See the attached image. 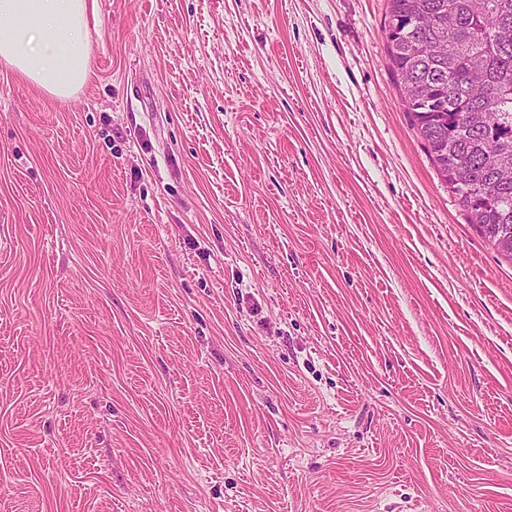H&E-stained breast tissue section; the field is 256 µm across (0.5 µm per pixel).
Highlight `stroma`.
<instances>
[{"mask_svg":"<svg viewBox=\"0 0 512 512\" xmlns=\"http://www.w3.org/2000/svg\"><path fill=\"white\" fill-rule=\"evenodd\" d=\"M387 0H96L0 67V512H512V263ZM88 0H0V65L68 98L90 73Z\"/></svg>","mask_w":512,"mask_h":512,"instance_id":"stroma-1","label":"stroma"}]
</instances>
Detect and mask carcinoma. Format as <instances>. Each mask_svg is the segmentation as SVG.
Returning <instances> with one entry per match:
<instances>
[{
    "label": "carcinoma",
    "instance_id": "cac0c4a2",
    "mask_svg": "<svg viewBox=\"0 0 512 512\" xmlns=\"http://www.w3.org/2000/svg\"><path fill=\"white\" fill-rule=\"evenodd\" d=\"M391 71L469 223L512 260V0H388Z\"/></svg>",
    "mask_w": 512,
    "mask_h": 512
}]
</instances>
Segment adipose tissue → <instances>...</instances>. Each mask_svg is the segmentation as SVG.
<instances>
[{
  "instance_id": "ef3b65f1",
  "label": "adipose tissue",
  "mask_w": 512,
  "mask_h": 512,
  "mask_svg": "<svg viewBox=\"0 0 512 512\" xmlns=\"http://www.w3.org/2000/svg\"><path fill=\"white\" fill-rule=\"evenodd\" d=\"M88 0H0V65L70 97L90 73Z\"/></svg>"
}]
</instances>
